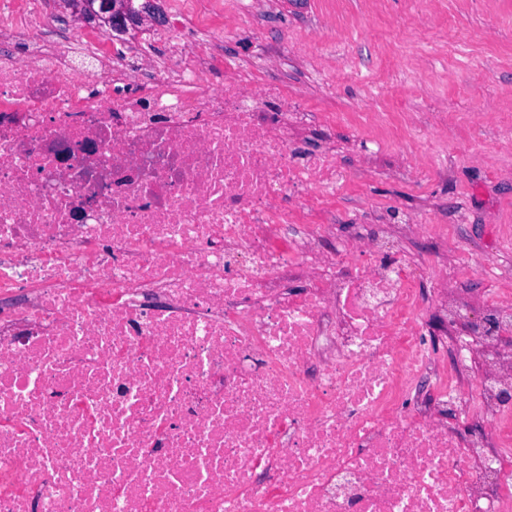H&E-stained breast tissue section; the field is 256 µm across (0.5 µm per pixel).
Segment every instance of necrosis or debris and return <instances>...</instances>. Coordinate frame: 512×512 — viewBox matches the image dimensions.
Here are the masks:
<instances>
[{"mask_svg":"<svg viewBox=\"0 0 512 512\" xmlns=\"http://www.w3.org/2000/svg\"><path fill=\"white\" fill-rule=\"evenodd\" d=\"M155 40L0 0V512H512V375L459 372L512 295L345 224L340 116ZM59 1L62 0H42L44 7L54 17L55 25L64 26L66 29H69L70 32L78 29L85 31L93 30L94 32L106 34L103 31L104 28L98 27L94 22L86 23L78 20L70 13V10H66ZM107 34L112 36L109 33ZM495 285L494 276L485 275L482 272L474 273L468 280L466 287V299L468 308L479 313L482 309L483 298L488 288Z\"/></svg>","mask_w":512,"mask_h":512,"instance_id":"1","label":"necrosis or debris"}]
</instances>
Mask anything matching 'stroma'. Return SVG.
Returning a JSON list of instances; mask_svg holds the SVG:
<instances>
[{"label":"stroma","mask_w":512,"mask_h":512,"mask_svg":"<svg viewBox=\"0 0 512 512\" xmlns=\"http://www.w3.org/2000/svg\"><path fill=\"white\" fill-rule=\"evenodd\" d=\"M216 2L210 33L186 39L188 53L215 35L225 57L244 58L256 28L278 37L270 70L314 111L345 118L339 166L353 168V139L381 144L353 204L387 210L395 224L429 215L452 229L450 246L494 263L501 281L477 272L467 283L472 311L493 285L512 293V250L502 248L512 239V0H273L256 28L235 25L237 0ZM301 42L308 53H297ZM435 112L447 113V128L408 142L406 123ZM431 166L441 178L415 192L403 170Z\"/></svg>","instance_id":"stroma-1"}]
</instances>
